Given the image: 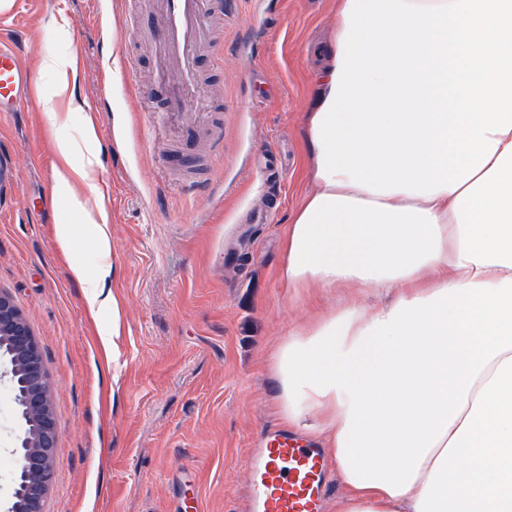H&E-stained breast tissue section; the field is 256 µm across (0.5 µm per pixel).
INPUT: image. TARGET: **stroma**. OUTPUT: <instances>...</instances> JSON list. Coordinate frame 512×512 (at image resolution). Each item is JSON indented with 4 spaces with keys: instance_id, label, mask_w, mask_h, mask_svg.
Returning a JSON list of instances; mask_svg holds the SVG:
<instances>
[{
    "instance_id": "1",
    "label": "stroma",
    "mask_w": 512,
    "mask_h": 512,
    "mask_svg": "<svg viewBox=\"0 0 512 512\" xmlns=\"http://www.w3.org/2000/svg\"><path fill=\"white\" fill-rule=\"evenodd\" d=\"M139 0H13L0 12V44L33 75L23 108L0 112V291L31 329L50 380L58 437L46 512H229L248 488L255 440L281 430L268 355L315 307L283 288L282 240L311 190L307 112L330 35L333 0H211L215 50L196 60L210 139L193 116L144 134L147 106L168 103V64L141 38L157 17ZM69 21L68 31L57 25ZM79 50V112L50 121L39 91L50 53ZM111 57L104 77L100 60ZM135 73L122 78L126 57ZM152 90L142 104L139 86ZM98 129L97 177L110 203L113 273L103 293L122 302L119 357L106 362L72 261L96 272L86 239L63 251L57 224L77 223L57 198L56 139ZM199 177L224 187L214 200L177 187ZM17 432L8 379L0 378V512L12 503Z\"/></svg>"
}]
</instances>
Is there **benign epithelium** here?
<instances>
[{
	"label": "benign epithelium",
	"instance_id": "obj_1",
	"mask_svg": "<svg viewBox=\"0 0 512 512\" xmlns=\"http://www.w3.org/2000/svg\"><path fill=\"white\" fill-rule=\"evenodd\" d=\"M0 335L12 337L15 348L28 351L21 361L14 352L0 348V359L10 364L13 386L24 385L15 396L20 415L16 438L15 482L11 512H45L44 502L53 480L52 459L56 447V425L50 408L49 375L36 341L11 301L0 295Z\"/></svg>",
	"mask_w": 512,
	"mask_h": 512
}]
</instances>
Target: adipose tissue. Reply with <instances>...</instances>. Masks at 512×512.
<instances>
[{
	"mask_svg": "<svg viewBox=\"0 0 512 512\" xmlns=\"http://www.w3.org/2000/svg\"><path fill=\"white\" fill-rule=\"evenodd\" d=\"M348 0H336L325 64L316 76V116L336 72ZM42 95L57 116L76 105L75 53L50 54ZM72 161L57 140L54 187L81 224H60L70 250L88 229L102 263L89 274L72 262L90 312L108 303L97 290L111 274L109 213L95 173L98 141ZM84 184L89 194L73 188ZM314 188L292 215L279 269L295 296L353 289L274 349L279 414L288 427L315 418L345 493L335 512H512V132L476 176L431 197L374 194L349 177ZM378 297L373 308L359 299Z\"/></svg>",
	"mask_w": 512,
	"mask_h": 512,
	"instance_id": "obj_1",
	"label": "adipose tissue"
}]
</instances>
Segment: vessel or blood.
Wrapping results in <instances>:
<instances>
[{
	"instance_id": "obj_1",
	"label": "vessel or blood",
	"mask_w": 512,
	"mask_h": 512,
	"mask_svg": "<svg viewBox=\"0 0 512 512\" xmlns=\"http://www.w3.org/2000/svg\"><path fill=\"white\" fill-rule=\"evenodd\" d=\"M162 40L177 67L169 109L185 103L200 83L194 61L204 45L202 24L209 0H160ZM28 82L12 48L0 46V112L17 108ZM252 472L248 512H323L328 462L321 449L278 435L265 440L249 458Z\"/></svg>"
}]
</instances>
